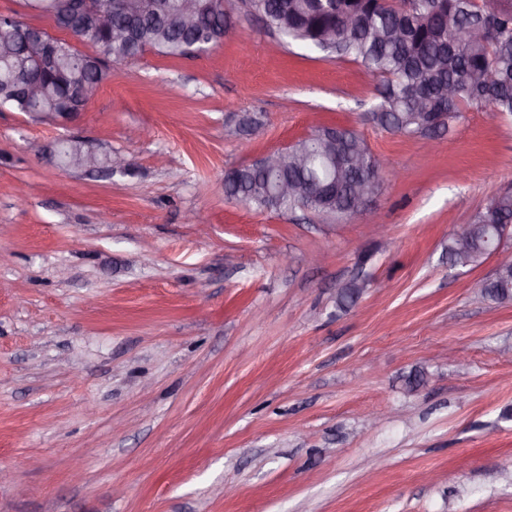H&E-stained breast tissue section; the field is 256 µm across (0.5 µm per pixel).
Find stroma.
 <instances>
[{"label":"stroma","instance_id":"35a3bbf8","mask_svg":"<svg viewBox=\"0 0 512 512\" xmlns=\"http://www.w3.org/2000/svg\"><path fill=\"white\" fill-rule=\"evenodd\" d=\"M227 29L111 62L68 125L0 111V512H512V303L468 286L493 259L447 252L512 191V116L466 110L431 149L372 123L361 63L242 0ZM319 126L401 171L381 225L225 198ZM69 134L130 169L28 150Z\"/></svg>","mask_w":512,"mask_h":512}]
</instances>
